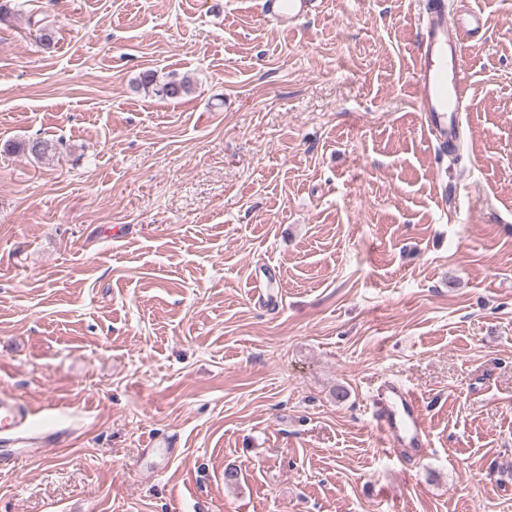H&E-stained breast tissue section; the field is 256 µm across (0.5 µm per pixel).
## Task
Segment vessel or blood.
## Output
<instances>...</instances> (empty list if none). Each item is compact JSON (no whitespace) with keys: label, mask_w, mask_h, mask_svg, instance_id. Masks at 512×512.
I'll use <instances>...</instances> for the list:
<instances>
[{"label":"vessel or blood","mask_w":512,"mask_h":512,"mask_svg":"<svg viewBox=\"0 0 512 512\" xmlns=\"http://www.w3.org/2000/svg\"><path fill=\"white\" fill-rule=\"evenodd\" d=\"M319 0H263L261 14L291 22L309 17ZM416 98L439 147L458 143L462 114L470 108L462 66L465 37L484 32L487 20L467 6L449 10L447 0H426L419 22ZM28 409L12 397L0 398V436L27 424ZM374 419L391 445L423 451L424 427L417 400L400 385L383 388Z\"/></svg>","instance_id":"obj_1"}]
</instances>
